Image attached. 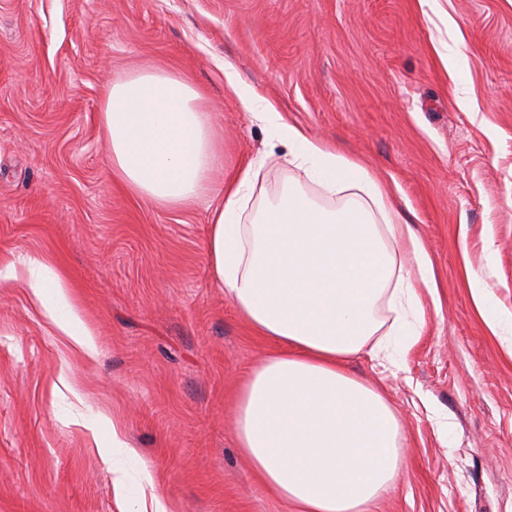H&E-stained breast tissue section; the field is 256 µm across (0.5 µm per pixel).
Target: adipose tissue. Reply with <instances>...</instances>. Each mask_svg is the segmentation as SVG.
<instances>
[{
  "mask_svg": "<svg viewBox=\"0 0 512 512\" xmlns=\"http://www.w3.org/2000/svg\"><path fill=\"white\" fill-rule=\"evenodd\" d=\"M236 90L287 144L302 177L328 194L349 193L335 211L286 187L251 213L249 192L263 164L249 162L210 213L206 254L214 281L252 329L277 345L237 391L236 444L294 512H370L399 475L403 435L385 397L344 364L414 342L428 258L417 239H405L365 166L285 122L249 86ZM101 123L113 179L157 207L200 199L224 165L211 113L183 77L145 71L112 84ZM401 247L409 266L396 262ZM27 267V286L35 299L49 300L52 321L74 345L94 350L61 279L40 261ZM385 306L395 314L389 327L380 317Z\"/></svg>",
  "mask_w": 512,
  "mask_h": 512,
  "instance_id": "obj_1",
  "label": "adipose tissue"
}]
</instances>
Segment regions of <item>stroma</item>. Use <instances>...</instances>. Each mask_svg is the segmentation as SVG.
Wrapping results in <instances>:
<instances>
[{
  "instance_id": "obj_1",
  "label": "stroma",
  "mask_w": 512,
  "mask_h": 512,
  "mask_svg": "<svg viewBox=\"0 0 512 512\" xmlns=\"http://www.w3.org/2000/svg\"><path fill=\"white\" fill-rule=\"evenodd\" d=\"M228 63L361 162L432 266L396 366L345 364L402 426L375 512H512V355L469 288L512 312V0H0V512H137L144 463L180 512H291L235 440L234 395L276 345L216 286L205 242L241 165L266 160L254 206L297 171ZM150 69L202 90L224 154L184 208L112 178L104 95ZM28 258L67 282L95 354L33 299ZM112 415L136 456L113 457Z\"/></svg>"
}]
</instances>
